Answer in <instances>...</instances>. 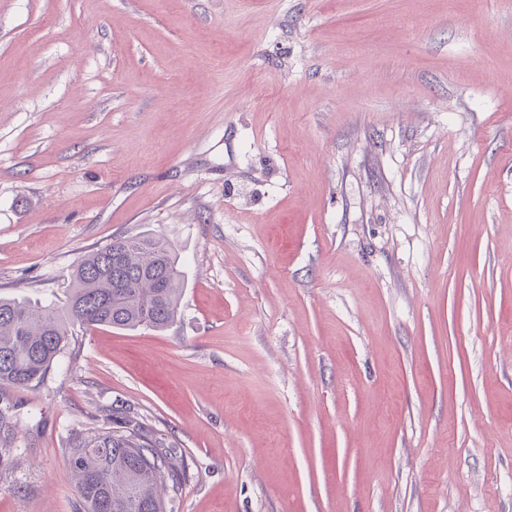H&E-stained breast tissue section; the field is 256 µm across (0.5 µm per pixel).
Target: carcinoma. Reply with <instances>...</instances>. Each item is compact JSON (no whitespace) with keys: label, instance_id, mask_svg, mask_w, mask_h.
I'll return each mask as SVG.
<instances>
[{"label":"carcinoma","instance_id":"carcinoma-1","mask_svg":"<svg viewBox=\"0 0 512 512\" xmlns=\"http://www.w3.org/2000/svg\"><path fill=\"white\" fill-rule=\"evenodd\" d=\"M183 288L172 245L144 232L83 257L62 307L0 297V386L45 384L76 326L166 329L180 315ZM65 451L78 512H167L190 479L177 449L129 415L89 423Z\"/></svg>","mask_w":512,"mask_h":512}]
</instances>
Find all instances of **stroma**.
Wrapping results in <instances>:
<instances>
[{"instance_id": "stroma-1", "label": "stroma", "mask_w": 512, "mask_h": 512, "mask_svg": "<svg viewBox=\"0 0 512 512\" xmlns=\"http://www.w3.org/2000/svg\"><path fill=\"white\" fill-rule=\"evenodd\" d=\"M142 231L180 316L0 387V512L114 411L174 512H512V0H0V296Z\"/></svg>"}]
</instances>
